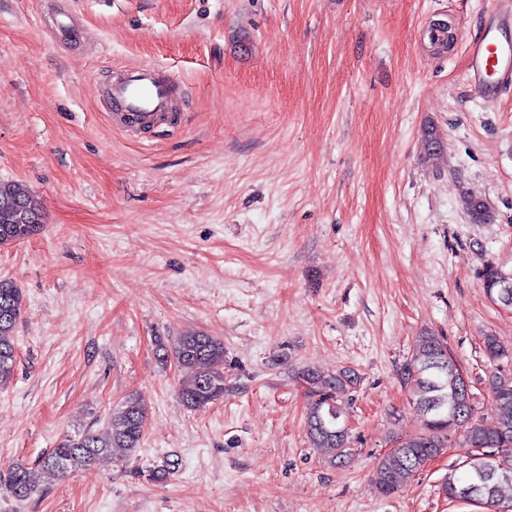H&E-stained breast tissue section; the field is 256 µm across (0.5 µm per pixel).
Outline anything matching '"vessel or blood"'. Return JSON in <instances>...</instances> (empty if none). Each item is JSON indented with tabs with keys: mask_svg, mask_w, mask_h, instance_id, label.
Wrapping results in <instances>:
<instances>
[{
	"mask_svg": "<svg viewBox=\"0 0 512 512\" xmlns=\"http://www.w3.org/2000/svg\"><path fill=\"white\" fill-rule=\"evenodd\" d=\"M466 57L467 81L484 101L512 90V0H491L479 35L466 45ZM109 96L118 117L148 128L172 109L176 87L165 71L142 64L120 70Z\"/></svg>",
	"mask_w": 512,
	"mask_h": 512,
	"instance_id": "b4317fda",
	"label": "vessel or blood"
}]
</instances>
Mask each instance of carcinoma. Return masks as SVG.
I'll list each match as a JSON object with an SVG mask.
<instances>
[{"label": "carcinoma", "mask_w": 512, "mask_h": 512, "mask_svg": "<svg viewBox=\"0 0 512 512\" xmlns=\"http://www.w3.org/2000/svg\"><path fill=\"white\" fill-rule=\"evenodd\" d=\"M425 146L436 159L443 152L436 128L427 129ZM462 208L473 224H488L492 215L480 197L465 194ZM43 213L39 200L14 183L0 181V245L23 241L37 232ZM506 276L493 264L483 270L486 294L499 299ZM24 307V295L9 279L0 280V388L14 376L16 330ZM175 361L190 370L178 389V397L191 410L205 408L224 398V341L202 331L186 332L175 339L170 350ZM403 383L409 387L417 409L425 415L420 432L396 438V445L382 455L373 470L375 494L388 498L398 493L440 456L455 435L467 448L466 469L460 476L450 473L441 484L444 495L458 501V492L478 482L482 494L475 501L499 504L503 490L512 487V468L502 467L499 456L512 452V378L494 376L489 380L492 395L487 416L476 418L471 391L448 353L444 338L432 331L417 336L411 356L402 365ZM308 398L305 416L307 438L314 448H323L340 461L349 455L350 435L346 424L349 402L344 400L357 384L347 369L328 373L318 369L302 372ZM149 408L140 397L130 394L112 409L110 432L106 437L82 433L62 439L41 457L38 466L45 474L65 476L90 466L112 462L118 448L133 455L141 446ZM490 478H483L486 472ZM8 490L25 500L35 490L34 472L23 464L8 470Z\"/></svg>", "instance_id": "obj_1"}]
</instances>
